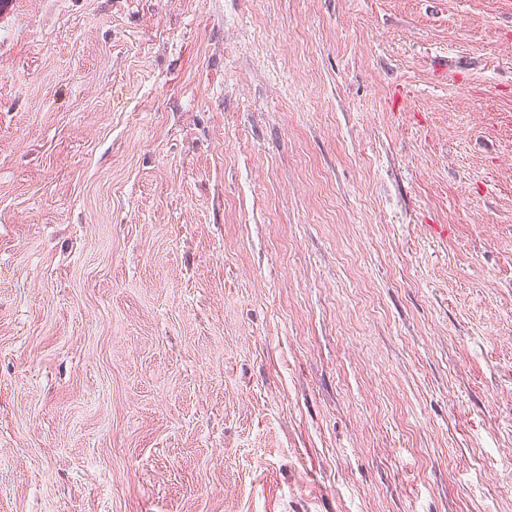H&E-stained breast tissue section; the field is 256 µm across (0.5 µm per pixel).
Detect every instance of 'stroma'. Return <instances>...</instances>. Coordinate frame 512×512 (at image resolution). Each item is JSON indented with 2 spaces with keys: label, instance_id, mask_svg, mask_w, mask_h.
<instances>
[{
  "label": "stroma",
  "instance_id": "stroma-1",
  "mask_svg": "<svg viewBox=\"0 0 512 512\" xmlns=\"http://www.w3.org/2000/svg\"><path fill=\"white\" fill-rule=\"evenodd\" d=\"M0 512H512V0H0Z\"/></svg>",
  "mask_w": 512,
  "mask_h": 512
}]
</instances>
